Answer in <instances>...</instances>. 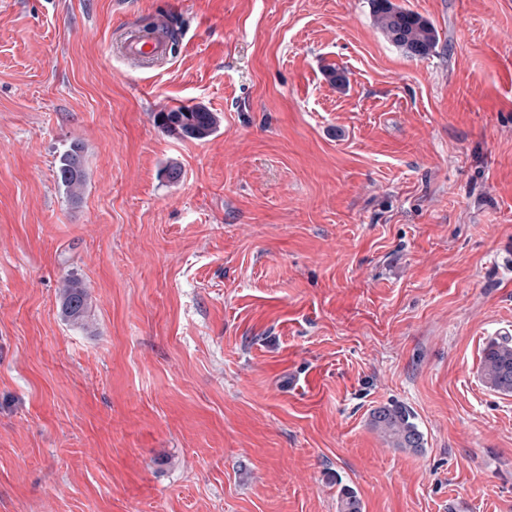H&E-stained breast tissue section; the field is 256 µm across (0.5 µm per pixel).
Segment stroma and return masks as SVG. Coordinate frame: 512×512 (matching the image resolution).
<instances>
[{"instance_id": "1", "label": "stroma", "mask_w": 512, "mask_h": 512, "mask_svg": "<svg viewBox=\"0 0 512 512\" xmlns=\"http://www.w3.org/2000/svg\"><path fill=\"white\" fill-rule=\"evenodd\" d=\"M394 2L429 56L371 0H0V512H512V0ZM160 14L166 60L114 53ZM377 28L411 57H426L438 43L434 27L417 13L391 0H371ZM155 124L168 136L201 141L214 134L220 117L203 105L180 106L157 112ZM82 153V145L79 142H73L58 158L57 179L65 196L72 202L81 198L87 183ZM62 315L73 325H84L89 310V294L85 284L72 276L64 279L59 289ZM483 382L494 391L512 394V337L504 334L491 341L481 359ZM369 423L392 448L412 453H418L424 448V435L414 414L398 402H390L373 409Z\"/></svg>"}]
</instances>
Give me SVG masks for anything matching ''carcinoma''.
<instances>
[{
  "label": "carcinoma",
  "mask_w": 512,
  "mask_h": 512,
  "mask_svg": "<svg viewBox=\"0 0 512 512\" xmlns=\"http://www.w3.org/2000/svg\"><path fill=\"white\" fill-rule=\"evenodd\" d=\"M377 28L395 46L411 57H426L438 43L434 27L417 13L398 6L392 0H371ZM155 124L167 135L178 139L201 141L220 126L217 113L203 105L180 106L158 112ZM57 179L69 200L78 201L87 183L83 148L78 142L59 155ZM62 315L74 325L86 322L89 294L85 284L72 276L64 279L59 289ZM481 377L491 389L512 394V337L505 334L491 341L483 350ZM369 423L392 448L417 453L424 448V435L414 414L398 402L381 405L370 413ZM339 512H363L358 493L343 486L338 497Z\"/></svg>",
  "instance_id": "cac0c4a2"
}]
</instances>
